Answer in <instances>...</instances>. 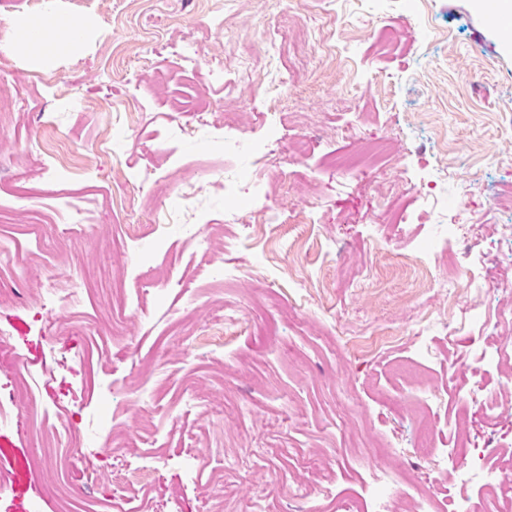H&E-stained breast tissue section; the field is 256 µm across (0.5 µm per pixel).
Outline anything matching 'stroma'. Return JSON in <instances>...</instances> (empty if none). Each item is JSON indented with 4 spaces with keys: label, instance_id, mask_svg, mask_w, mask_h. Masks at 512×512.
Segmentation results:
<instances>
[{
    "label": "stroma",
    "instance_id": "obj_1",
    "mask_svg": "<svg viewBox=\"0 0 512 512\" xmlns=\"http://www.w3.org/2000/svg\"><path fill=\"white\" fill-rule=\"evenodd\" d=\"M48 11L86 36L43 67L10 38ZM1 79L0 387L33 385L0 408V512H59L55 479L106 512L110 440L145 465L148 429L173 456L143 480L160 512H203L222 458L240 462L224 512H330L305 492L318 480L378 512V467L411 499L477 495L451 473L453 380L478 366L512 417V210L495 203L512 197V50L471 0H0ZM189 96L206 125L181 115ZM370 140L395 147L376 181L332 165ZM61 193L88 213L65 243ZM458 215L481 227L468 253ZM47 273L75 305L45 301ZM488 342L506 348L476 364ZM67 420L89 430L82 460Z\"/></svg>",
    "mask_w": 512,
    "mask_h": 512
}]
</instances>
